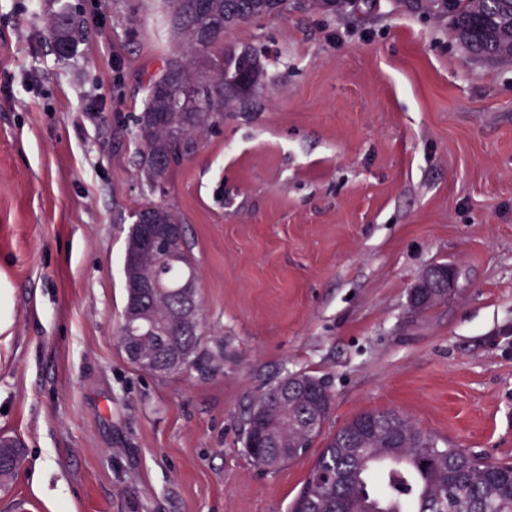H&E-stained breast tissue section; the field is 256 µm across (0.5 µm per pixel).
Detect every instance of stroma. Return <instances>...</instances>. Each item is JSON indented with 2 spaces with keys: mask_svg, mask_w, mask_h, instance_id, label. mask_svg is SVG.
I'll list each match as a JSON object with an SVG mask.
<instances>
[{
  "mask_svg": "<svg viewBox=\"0 0 512 512\" xmlns=\"http://www.w3.org/2000/svg\"><path fill=\"white\" fill-rule=\"evenodd\" d=\"M72 6L73 55L46 37ZM253 104L150 193L134 117L178 45L163 0H0V434L25 457L0 512H288L328 439L398 410L512 462V63L472 60L380 0L239 25ZM184 218L213 356L164 379L124 357L131 212ZM434 264L455 291L424 313ZM333 409L302 459L258 468L243 422L289 373ZM455 272L449 266L433 265L429 267L421 278L413 285L410 290V301L412 306L421 300V290L427 288L428 285L431 288L441 289L440 293L448 292V294L454 291L455 286Z\"/></svg>",
  "mask_w": 512,
  "mask_h": 512,
  "instance_id": "1",
  "label": "stroma"
}]
</instances>
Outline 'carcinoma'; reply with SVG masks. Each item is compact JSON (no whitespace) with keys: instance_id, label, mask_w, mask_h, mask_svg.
Returning a JSON list of instances; mask_svg holds the SVG:
<instances>
[{"instance_id":"1","label":"carcinoma","mask_w":512,"mask_h":512,"mask_svg":"<svg viewBox=\"0 0 512 512\" xmlns=\"http://www.w3.org/2000/svg\"><path fill=\"white\" fill-rule=\"evenodd\" d=\"M395 9L446 24L448 33L473 59L502 62L512 54V0H393ZM173 35L188 45L185 57L168 59L149 84L135 116L138 156L148 188L165 187L194 151L197 137L215 123L221 108L246 103L264 72L255 47L224 50V35L242 23L289 10L340 17L358 0H166ZM56 49L70 52L75 21L65 9L48 18ZM124 260L126 303L121 347L130 344L153 366L133 362L157 377L203 364V325L188 329L174 316L183 284L197 279L183 218L167 205L148 201L131 214ZM156 275L166 288L146 299L135 287L134 269ZM145 319L153 328L134 335L130 323ZM293 381L303 401L285 409L275 402L278 386ZM333 396L327 384L305 373H289L263 387L244 419L245 447L265 468L303 458L321 428L298 426L303 415L325 422ZM23 452L0 456V486L8 487ZM512 512V463L490 462L431 434L398 411L364 412L326 443L291 506V512Z\"/></svg>"}]
</instances>
